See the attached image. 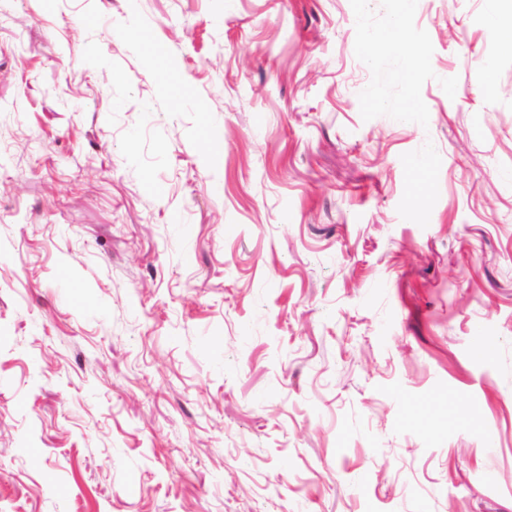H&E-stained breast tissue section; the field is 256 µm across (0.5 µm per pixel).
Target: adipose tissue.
<instances>
[{
	"instance_id": "obj_1",
	"label": "adipose tissue",
	"mask_w": 512,
	"mask_h": 512,
	"mask_svg": "<svg viewBox=\"0 0 512 512\" xmlns=\"http://www.w3.org/2000/svg\"><path fill=\"white\" fill-rule=\"evenodd\" d=\"M391 2L393 20L390 28L384 38L368 40L365 54L370 58L381 55L389 59V66L381 73L382 81L406 83L413 71L425 65L426 59L419 50L409 45L403 33V20L412 12L415 0Z\"/></svg>"
}]
</instances>
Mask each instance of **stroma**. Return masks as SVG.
Here are the masks:
<instances>
[{
    "label": "stroma",
    "mask_w": 512,
    "mask_h": 512,
    "mask_svg": "<svg viewBox=\"0 0 512 512\" xmlns=\"http://www.w3.org/2000/svg\"><path fill=\"white\" fill-rule=\"evenodd\" d=\"M485 13L408 90L386 0H0V512H512ZM368 97L373 103L378 104V106L380 107L388 109L390 112H393V115L397 119L406 118L408 112H411L415 107V102L410 91L407 92L406 96L403 99L393 102H385L381 99H378L375 89L373 88H371L368 91Z\"/></svg>",
    "instance_id": "obj_1"
}]
</instances>
